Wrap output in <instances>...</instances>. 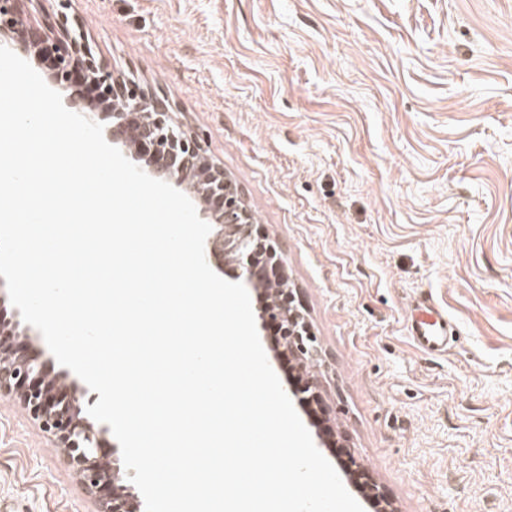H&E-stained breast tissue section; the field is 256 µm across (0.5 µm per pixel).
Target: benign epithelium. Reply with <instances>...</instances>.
<instances>
[{"instance_id":"7a95c632","label":"benign epithelium","mask_w":512,"mask_h":512,"mask_svg":"<svg viewBox=\"0 0 512 512\" xmlns=\"http://www.w3.org/2000/svg\"><path fill=\"white\" fill-rule=\"evenodd\" d=\"M19 0H0V30L14 34L24 51L48 63L50 75L71 99L86 111L107 110L112 117L114 141H120L132 158L150 174L188 191L199 204L202 219L211 226L205 241V259L219 271L249 288H265L286 281L285 265L276 243L257 223L236 183L211 160L195 134L178 124L170 106L150 99L131 82H121L99 64L86 44L36 34L19 25ZM0 279V393L16 397L43 431L59 445L71 470L93 499L95 512H145L137 497L116 487L125 470L122 454L106 447L109 426L82 414L85 395L66 373L50 360L29 352L37 329L25 323L17 308L5 317L9 297ZM261 311L285 325L281 342L300 367L318 355L305 315L289 288H276L272 296H259ZM28 337L16 344L12 339Z\"/></svg>"}]
</instances>
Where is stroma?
I'll return each mask as SVG.
<instances>
[{"label": "stroma", "mask_w": 512, "mask_h": 512, "mask_svg": "<svg viewBox=\"0 0 512 512\" xmlns=\"http://www.w3.org/2000/svg\"><path fill=\"white\" fill-rule=\"evenodd\" d=\"M96 59L169 104L277 243L320 350L257 318L284 390L355 492L512 512V0H72ZM431 296L456 339L406 333ZM0 394V512H93Z\"/></svg>", "instance_id": "35a3bbf8"}]
</instances>
